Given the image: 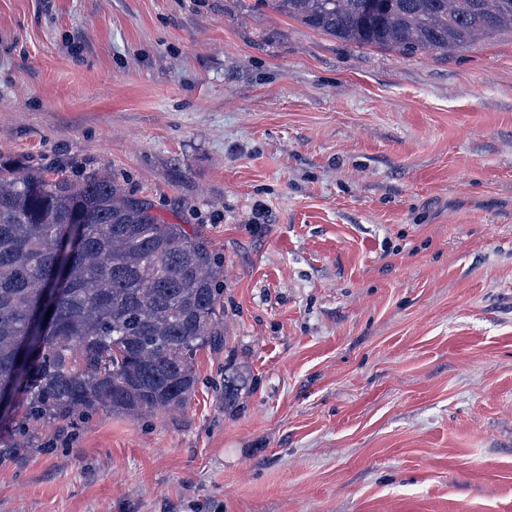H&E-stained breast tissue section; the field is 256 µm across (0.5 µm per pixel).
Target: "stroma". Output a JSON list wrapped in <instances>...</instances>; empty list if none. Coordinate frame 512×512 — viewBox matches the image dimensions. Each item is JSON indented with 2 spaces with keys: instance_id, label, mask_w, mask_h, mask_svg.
<instances>
[{
  "instance_id": "35a3bbf8",
  "label": "stroma",
  "mask_w": 512,
  "mask_h": 512,
  "mask_svg": "<svg viewBox=\"0 0 512 512\" xmlns=\"http://www.w3.org/2000/svg\"><path fill=\"white\" fill-rule=\"evenodd\" d=\"M0 162L203 232L226 339L181 410L40 427L0 512H512V32L402 55L262 0H0Z\"/></svg>"
}]
</instances>
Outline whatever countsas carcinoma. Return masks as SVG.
Instances as JSON below:
<instances>
[{
	"label": "carcinoma",
	"mask_w": 512,
	"mask_h": 512,
	"mask_svg": "<svg viewBox=\"0 0 512 512\" xmlns=\"http://www.w3.org/2000/svg\"><path fill=\"white\" fill-rule=\"evenodd\" d=\"M310 29L365 47L448 55L512 30V0H263ZM83 225L65 273L67 226ZM221 265L212 244L167 224L111 173L79 182L0 167V391L27 399L4 448L43 422L107 408L138 417L184 408L197 354L224 344ZM54 297L43 334L30 314Z\"/></svg>",
	"instance_id": "carcinoma-1"
}]
</instances>
